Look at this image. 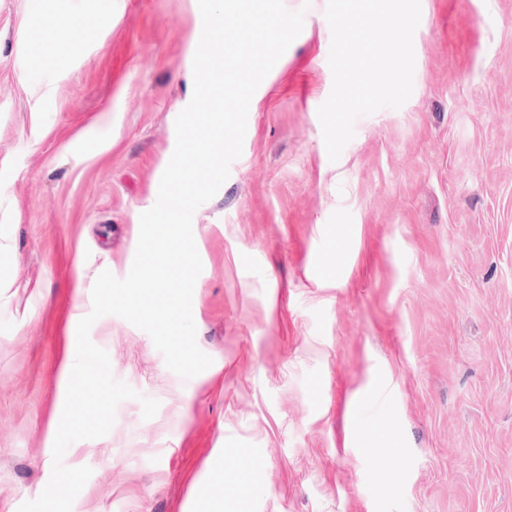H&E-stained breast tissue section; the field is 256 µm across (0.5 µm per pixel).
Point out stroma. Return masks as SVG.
<instances>
[{
	"instance_id": "stroma-1",
	"label": "stroma",
	"mask_w": 512,
	"mask_h": 512,
	"mask_svg": "<svg viewBox=\"0 0 512 512\" xmlns=\"http://www.w3.org/2000/svg\"><path fill=\"white\" fill-rule=\"evenodd\" d=\"M285 5L303 30L193 217L213 363L181 379L144 331L95 322L160 408L123 401L68 447L92 470L72 512H512V0H421L411 97L335 162L327 0ZM202 27L197 0H0V512L50 479L67 339L97 276L131 269Z\"/></svg>"
}]
</instances>
